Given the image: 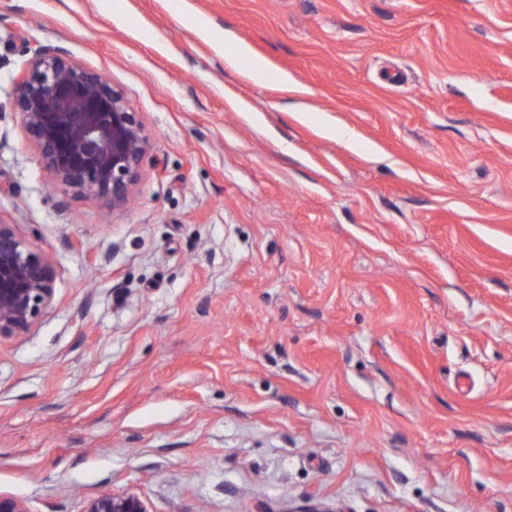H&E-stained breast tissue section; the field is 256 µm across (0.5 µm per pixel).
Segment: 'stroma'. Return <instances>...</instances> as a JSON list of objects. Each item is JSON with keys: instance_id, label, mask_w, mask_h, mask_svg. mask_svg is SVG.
<instances>
[{"instance_id": "stroma-1", "label": "stroma", "mask_w": 512, "mask_h": 512, "mask_svg": "<svg viewBox=\"0 0 512 512\" xmlns=\"http://www.w3.org/2000/svg\"><path fill=\"white\" fill-rule=\"evenodd\" d=\"M22 31L152 149L116 211L0 123V222L57 267L0 342L1 496L512 512V0H0L7 114Z\"/></svg>"}]
</instances>
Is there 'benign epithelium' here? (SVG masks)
Masks as SVG:
<instances>
[{
	"label": "benign epithelium",
	"mask_w": 512,
	"mask_h": 512,
	"mask_svg": "<svg viewBox=\"0 0 512 512\" xmlns=\"http://www.w3.org/2000/svg\"><path fill=\"white\" fill-rule=\"evenodd\" d=\"M19 118L54 186L112 203L129 201L151 138L124 93L60 47L31 49L11 95ZM51 256L0 223V339L28 335L55 302ZM84 512H147L134 495L100 494Z\"/></svg>",
	"instance_id": "1"
}]
</instances>
